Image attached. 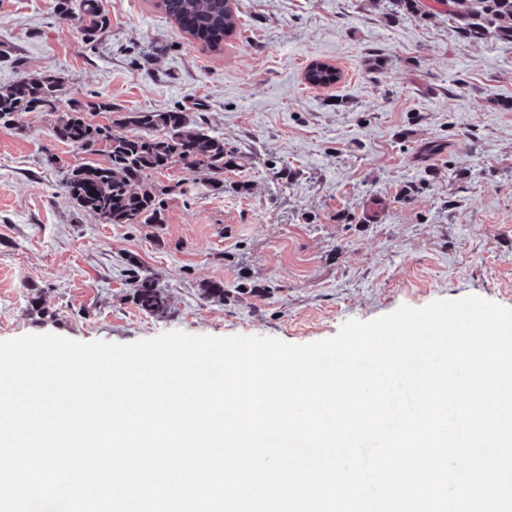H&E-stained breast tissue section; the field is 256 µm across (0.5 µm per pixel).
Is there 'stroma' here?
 <instances>
[{"label":"stroma","instance_id":"1","mask_svg":"<svg viewBox=\"0 0 512 512\" xmlns=\"http://www.w3.org/2000/svg\"><path fill=\"white\" fill-rule=\"evenodd\" d=\"M98 3L112 25L90 44L55 0H0V88L62 79L57 111L0 124V339L309 344L403 305L476 295L512 308V109L499 106L512 46L460 39L438 0L422 18L390 17L385 0H234L220 50L156 0ZM316 63L340 79L310 84ZM73 99L186 112L241 162L220 192L172 164L152 176L184 187L164 196V223H102L65 179L106 156L52 135ZM131 256L166 294L164 316L132 304ZM213 282L223 301L202 296Z\"/></svg>","mask_w":512,"mask_h":512}]
</instances>
